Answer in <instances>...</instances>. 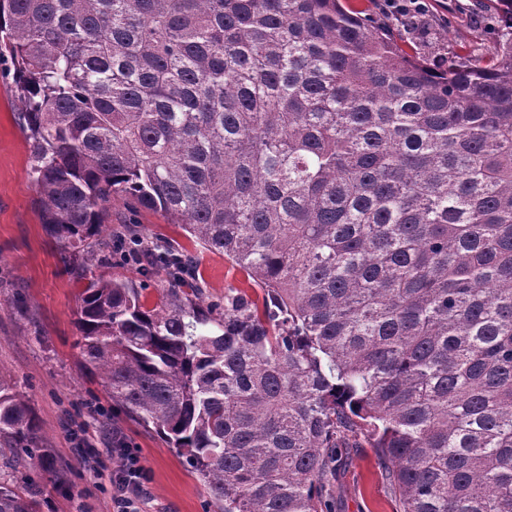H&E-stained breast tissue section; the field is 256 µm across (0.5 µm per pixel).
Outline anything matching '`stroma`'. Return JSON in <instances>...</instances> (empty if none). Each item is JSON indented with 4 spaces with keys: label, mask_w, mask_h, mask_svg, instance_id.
<instances>
[{
    "label": "stroma",
    "mask_w": 512,
    "mask_h": 512,
    "mask_svg": "<svg viewBox=\"0 0 512 512\" xmlns=\"http://www.w3.org/2000/svg\"><path fill=\"white\" fill-rule=\"evenodd\" d=\"M430 34L403 33L408 53L425 61L495 57L507 23L500 0H428ZM15 67L0 57V371L34 408L54 469L34 471L42 487L40 512H112L111 477L123 464L113 432L137 449L150 481L141 512H204L208 499L201 476L155 431L114 409L97 374L85 368L77 344L75 310L81 285L46 234L34 206L29 176L30 142L21 128L22 104ZM107 221L140 224L148 241L197 251L210 298L237 288L258 289L223 255L197 249L179 225L154 211L131 212L116 196ZM84 427L98 449L99 475L90 474L71 439ZM372 449H351L337 488V512H396Z\"/></svg>",
    "instance_id": "obj_1"
}]
</instances>
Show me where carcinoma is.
Here are the masks:
<instances>
[{"instance_id": "cac0c4a2", "label": "carcinoma", "mask_w": 512, "mask_h": 512, "mask_svg": "<svg viewBox=\"0 0 512 512\" xmlns=\"http://www.w3.org/2000/svg\"><path fill=\"white\" fill-rule=\"evenodd\" d=\"M500 54L407 53L343 0H0L42 224L83 283L112 403L217 512H336L371 448L399 512H512V0ZM161 213L263 291L206 300L196 256L112 232ZM142 252L143 289L92 269ZM0 456L51 470L0 374ZM40 486H0L38 512Z\"/></svg>"}]
</instances>
